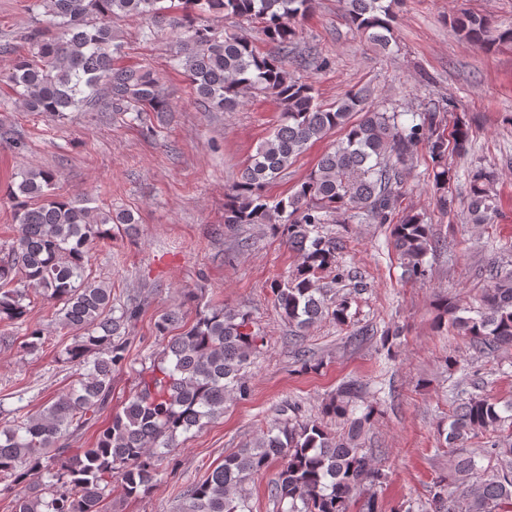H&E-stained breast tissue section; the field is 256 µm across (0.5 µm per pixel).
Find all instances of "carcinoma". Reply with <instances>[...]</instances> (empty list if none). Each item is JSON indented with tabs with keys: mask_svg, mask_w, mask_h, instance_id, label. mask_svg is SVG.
<instances>
[{
	"mask_svg": "<svg viewBox=\"0 0 512 512\" xmlns=\"http://www.w3.org/2000/svg\"><path fill=\"white\" fill-rule=\"evenodd\" d=\"M312 0H38L43 24L53 35L25 36L28 51L15 58L7 80L28 112L61 117L95 106L105 97L111 112L130 123L156 131L151 114L170 111L154 75L139 66H118L122 44L112 22L137 16L182 30L185 38L175 66L191 81L198 98L217 112H230L248 95L272 98L280 123L244 165L224 204V223L270 224L283 229L288 247L301 262L289 279L272 288L275 307L300 332L332 317L343 325L348 301L330 296L333 285L352 278L339 264L343 245L319 234L330 217L365 215L392 225L394 246L405 273L424 275L423 259L438 247L423 218L395 217L396 204L408 175V161L422 137L440 161L448 149L466 150L469 129L458 124L452 139L440 132L439 112H414L419 122H400L402 113L373 107L368 87L350 92L332 105L318 101L311 85L294 79L286 61L295 36V22L310 11ZM348 22L370 41L386 48L392 41L390 5L385 0H342ZM204 13L234 16L263 24L265 37L278 45L274 57L257 51L239 31L196 23ZM461 40L490 49L512 45V28H500L485 15L463 13L452 19ZM344 137L325 152L294 192L277 201L264 187L288 169L292 159L336 129ZM50 170L20 173L10 190L17 235L8 256L0 259V320L21 319L28 289L60 304L59 324L73 332V343L60 359L76 367V381L37 413L0 426V483L26 485L11 512H102L104 492L114 475L123 493L137 498L158 476L157 462L177 447L178 436L224 414L230 395L247 396L244 372L264 344L246 312L208 308L182 333L173 336L150 366L138 373L132 396L112 415L95 447L70 448L67 440L101 415L112 400V373L127 360L121 329L139 310L112 303V289L86 274L88 245L106 236L107 224L136 223L132 212H104L81 200L52 192ZM451 180L448 167L433 173L437 205L448 210ZM477 169L470 180L469 215L475 224H489L498 203ZM333 274L322 283L323 275ZM490 285L478 298L476 316L458 315L449 298L440 304L469 347L483 355L512 346V270L485 269ZM359 386L346 383L326 402L323 415L350 421L347 433L336 435L319 420L286 418L266 433L224 457L208 478L187 489L176 512H245L243 484L280 463L273 496L287 504L284 512H349L363 483L380 476L360 438L372 408L353 417L351 403ZM445 443L460 449L477 436L478 454L460 451L449 460L448 477L435 483L426 512H512V401L500 403L480 395L454 397ZM487 460L485 468L478 460ZM49 475L58 490L42 486ZM456 495L448 496V484Z\"/></svg>",
	"mask_w": 512,
	"mask_h": 512,
	"instance_id": "1",
	"label": "carcinoma"
}]
</instances>
